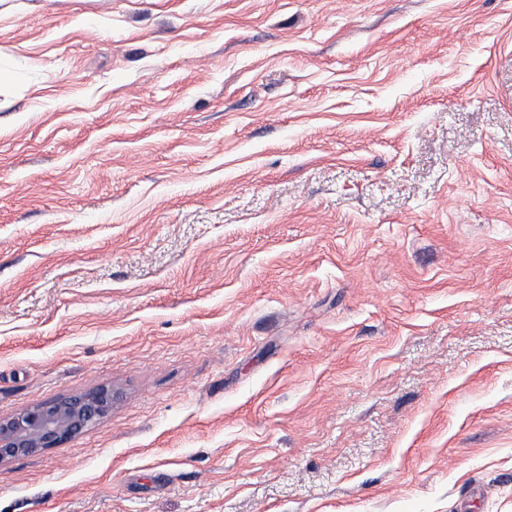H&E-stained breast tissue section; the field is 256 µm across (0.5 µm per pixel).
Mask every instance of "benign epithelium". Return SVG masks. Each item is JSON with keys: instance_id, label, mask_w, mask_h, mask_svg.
I'll return each mask as SVG.
<instances>
[{"instance_id": "obj_1", "label": "benign epithelium", "mask_w": 512, "mask_h": 512, "mask_svg": "<svg viewBox=\"0 0 512 512\" xmlns=\"http://www.w3.org/2000/svg\"><path fill=\"white\" fill-rule=\"evenodd\" d=\"M110 388L65 397L0 420V463L56 448L95 425L112 408Z\"/></svg>"}]
</instances>
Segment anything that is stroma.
Returning a JSON list of instances; mask_svg holds the SVG:
<instances>
[{
    "mask_svg": "<svg viewBox=\"0 0 512 512\" xmlns=\"http://www.w3.org/2000/svg\"><path fill=\"white\" fill-rule=\"evenodd\" d=\"M0 512H512V0H0ZM112 388L65 397L0 420V463L56 448L95 425L112 408Z\"/></svg>",
    "mask_w": 512,
    "mask_h": 512,
    "instance_id": "obj_1",
    "label": "stroma"
}]
</instances>
